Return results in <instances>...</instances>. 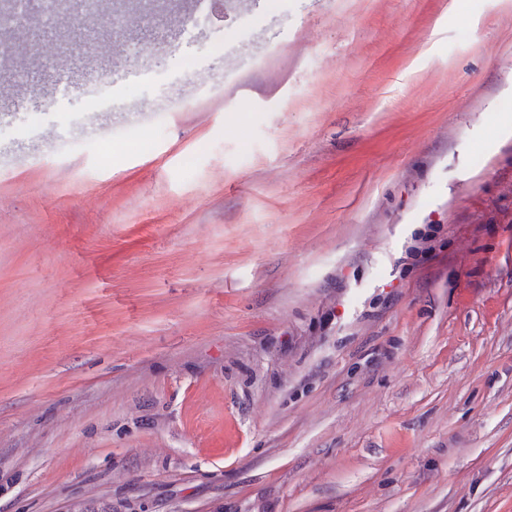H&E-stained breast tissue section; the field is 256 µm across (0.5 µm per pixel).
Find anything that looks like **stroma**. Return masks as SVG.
Masks as SVG:
<instances>
[{"label":"stroma","instance_id":"35a3bbf8","mask_svg":"<svg viewBox=\"0 0 512 512\" xmlns=\"http://www.w3.org/2000/svg\"><path fill=\"white\" fill-rule=\"evenodd\" d=\"M119 42L4 87L0 512H512V0ZM114 90L108 76H103L97 82L95 88L85 90L82 93L85 111L97 112L100 108L109 106L112 103Z\"/></svg>","mask_w":512,"mask_h":512}]
</instances>
